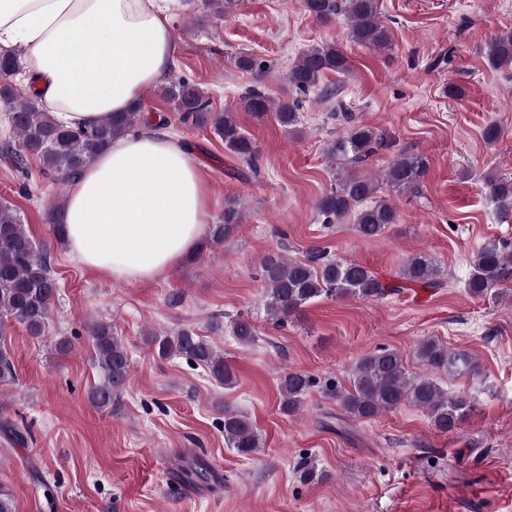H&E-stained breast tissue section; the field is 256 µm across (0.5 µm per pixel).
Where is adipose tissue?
Returning a JSON list of instances; mask_svg holds the SVG:
<instances>
[{
  "label": "adipose tissue",
  "mask_w": 512,
  "mask_h": 512,
  "mask_svg": "<svg viewBox=\"0 0 512 512\" xmlns=\"http://www.w3.org/2000/svg\"><path fill=\"white\" fill-rule=\"evenodd\" d=\"M18 45L44 106L68 128L127 111L175 62L156 0H0V51ZM57 220L80 264L148 281L202 248L210 191L169 132L133 131L72 180Z\"/></svg>",
  "instance_id": "ef3b65f1"
}]
</instances>
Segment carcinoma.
Returning <instances> with one entry per match:
<instances>
[{"label": "carcinoma", "mask_w": 512, "mask_h": 512, "mask_svg": "<svg viewBox=\"0 0 512 512\" xmlns=\"http://www.w3.org/2000/svg\"><path fill=\"white\" fill-rule=\"evenodd\" d=\"M305 11L315 19L329 22L338 15L349 21V38L367 48H386L391 33L383 24L378 0H303ZM490 67L512 66V30L501 32L486 45ZM23 66V52L12 49L0 53V103L9 112L13 138L0 142V155L10 161L15 170L24 172L27 161L37 158L45 174L66 184L77 177L82 168L112 144V140L138 125L164 126L167 119L158 116L153 123L137 103L125 112L78 128L59 126L42 106L36 90L20 93L10 77ZM349 62L333 44L315 45L304 51L286 72L289 87L302 94L316 89L325 75L345 74ZM163 96L175 106L184 123L204 125L224 142V147L250 167H256L257 147L245 135L238 123L237 112L251 113L261 119L273 114L277 123L291 129L299 122V101H276L259 85L248 88L234 106L222 112L210 109L199 87L183 78L175 79L162 88ZM332 117L348 124V130L326 148L327 156L351 171L343 173L335 188L316 202V210L324 223L335 224L353 218V229L363 239H374L398 223L395 205L378 196L379 181L363 176L354 168L363 165L373 155L390 147V139L376 127L358 123L342 108L341 102L331 108ZM426 169L419 154L396 155L384 173V181L394 189L422 198V178ZM489 197L504 215L512 212V181L486 179ZM242 222L239 205L229 201L224 216L212 229V240L220 242L231 235ZM265 283L262 294L268 317L277 326L298 314L305 305L320 297L354 296L375 300L400 291L401 286L383 282L378 275L354 261H336L317 250L304 260L286 257L281 252L269 253L260 263ZM399 279L422 288L440 286V268L429 256L414 253L406 257L399 270ZM512 280V243L497 242L482 246L472 260L466 288L472 297L483 298L500 283ZM57 291L47 254L39 251L22 224L18 212L7 203H0V339L6 335L9 323L23 325L32 337L44 335L50 318L51 300ZM95 354L99 381L88 393L90 403L98 408L112 406L117 394L129 378L131 360L112 324L94 321L88 328ZM232 332L245 345L256 341L257 330L245 318L234 321ZM160 357L183 356L205 368L214 381L226 388L234 386L237 377L224 362V355L191 328H182L173 336L154 339ZM422 371L411 374L405 368L401 354L391 348L378 350L359 358L353 367L352 387L344 389L334 382L321 387L324 397L336 401L348 416L368 420L384 412L410 403L423 409L432 426L442 433L458 428L472 410V398L464 393L450 396L437 381V375L464 376L477 371L478 365L469 354L451 350L436 340L428 339L416 351ZM16 378L14 364L0 350V385ZM317 379L304 372L286 373L280 383V408L286 414L297 412ZM224 439L239 454L259 452L262 442L250 418L224 410ZM180 479L194 484H208L213 472L207 461L194 456L179 468Z\"/></svg>", "instance_id": "cac0c4a2"}]
</instances>
